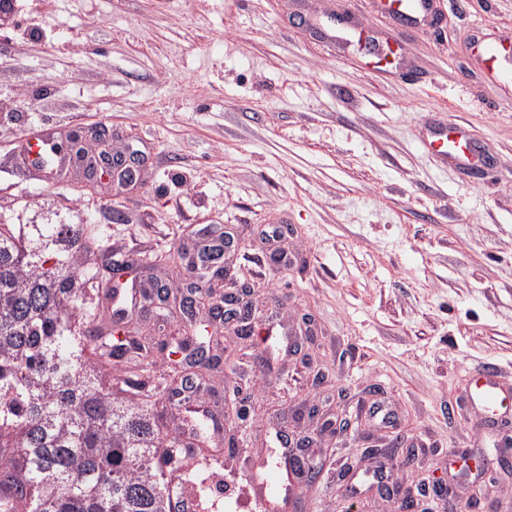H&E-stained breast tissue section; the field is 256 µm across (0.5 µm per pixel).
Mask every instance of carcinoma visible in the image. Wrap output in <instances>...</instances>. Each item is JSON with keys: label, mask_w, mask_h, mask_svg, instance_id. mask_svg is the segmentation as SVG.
<instances>
[{"label": "carcinoma", "mask_w": 512, "mask_h": 512, "mask_svg": "<svg viewBox=\"0 0 512 512\" xmlns=\"http://www.w3.org/2000/svg\"><path fill=\"white\" fill-rule=\"evenodd\" d=\"M37 239L0 224V512L8 499L26 512H186L158 476L175 441L161 433L142 388L152 344L131 343L112 375L109 332L101 315L107 290L79 281L71 251L84 246L73 224L31 225ZM212 280L190 294L202 305Z\"/></svg>", "instance_id": "obj_1"}]
</instances>
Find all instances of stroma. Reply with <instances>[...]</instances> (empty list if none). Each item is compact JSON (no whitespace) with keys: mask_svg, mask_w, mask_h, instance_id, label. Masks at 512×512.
I'll return each instance as SVG.
<instances>
[{"mask_svg":"<svg viewBox=\"0 0 512 512\" xmlns=\"http://www.w3.org/2000/svg\"><path fill=\"white\" fill-rule=\"evenodd\" d=\"M0 19V219L79 224L91 247L131 260L135 287L179 265L161 257L229 231L224 289L248 280L255 330L224 333V363L199 375L195 403L233 414L221 438L195 449L190 512H394L372 491L375 449L403 433L414 449L390 479L419 495V512H512V474L459 479L465 459L496 456L512 419L478 425L471 372L501 373L512 406V89L473 60V31L512 35V0H436L432 22L395 24L371 0H19ZM351 13L383 40L400 28V63L343 54L315 19ZM464 123L488 157L471 176L421 141ZM103 126L112 148L144 158L139 183L48 184L23 171L20 139ZM124 212L112 218L113 208ZM281 256L271 266L269 252ZM315 317L301 364L286 350L300 316ZM132 337L189 328L174 309L137 307ZM329 375L313 385L316 371ZM365 419L319 433L303 409ZM308 435L322 466L296 501L261 499L245 479L280 454L277 430ZM441 493L419 494L421 480Z\"/></svg>","mask_w":512,"mask_h":512,"instance_id":"35a3bbf8","label":"stroma"}]
</instances>
